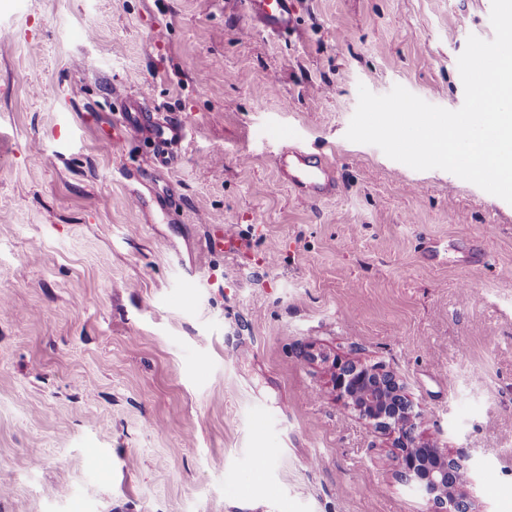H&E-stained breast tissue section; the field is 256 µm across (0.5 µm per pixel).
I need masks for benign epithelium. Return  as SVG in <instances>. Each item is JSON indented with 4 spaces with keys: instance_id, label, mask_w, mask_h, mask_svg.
Listing matches in <instances>:
<instances>
[{
    "instance_id": "benign-epithelium-1",
    "label": "benign epithelium",
    "mask_w": 512,
    "mask_h": 512,
    "mask_svg": "<svg viewBox=\"0 0 512 512\" xmlns=\"http://www.w3.org/2000/svg\"><path fill=\"white\" fill-rule=\"evenodd\" d=\"M334 386L360 414L398 434L400 476L421 489L437 512H475L474 474L466 458L450 457L438 444L415 436L423 414L413 412L395 378L349 363L336 373Z\"/></svg>"
}]
</instances>
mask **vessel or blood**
Masks as SVG:
<instances>
[{
  "label": "vessel or blood",
  "instance_id": "b4317fda",
  "mask_svg": "<svg viewBox=\"0 0 512 512\" xmlns=\"http://www.w3.org/2000/svg\"><path fill=\"white\" fill-rule=\"evenodd\" d=\"M242 9L256 20L263 31L277 35L292 27L296 21L295 0H239ZM113 124L123 137L150 142L154 162L169 167L178 160V149L186 139L184 120L158 113L155 106L135 96L122 98ZM280 179L302 199L319 201L334 197L338 182L334 167L327 158L316 157L299 145L282 149L277 156ZM138 206H152L156 215L168 220L180 208L179 199L169 189L155 190L152 198L136 196ZM243 245L240 236L232 230L211 235L205 248L213 253L233 254Z\"/></svg>",
  "mask_w": 512,
  "mask_h": 512
}]
</instances>
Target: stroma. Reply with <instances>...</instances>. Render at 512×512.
Listing matches in <instances>:
<instances>
[{
  "label": "stroma",
  "mask_w": 512,
  "mask_h": 512,
  "mask_svg": "<svg viewBox=\"0 0 512 512\" xmlns=\"http://www.w3.org/2000/svg\"><path fill=\"white\" fill-rule=\"evenodd\" d=\"M490 12L298 0L278 37L224 0H0V512H434L338 396L351 361L512 512V204L345 137L362 85L459 109ZM125 95L186 122L175 166L113 131ZM293 144L335 197L278 179ZM219 226L246 250L206 252ZM280 179L302 199L319 201L338 191L334 167L325 157H316L300 145L282 149L277 156ZM151 202L156 215L163 221H171L181 205L180 200L168 188L156 189Z\"/></svg>",
  "instance_id": "35a3bbf8"
}]
</instances>
